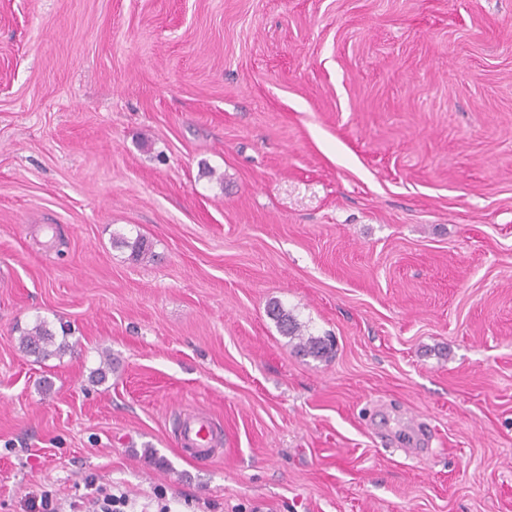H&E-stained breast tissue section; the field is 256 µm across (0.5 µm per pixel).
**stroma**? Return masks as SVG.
I'll return each instance as SVG.
<instances>
[{"label": "stroma", "instance_id": "1", "mask_svg": "<svg viewBox=\"0 0 512 512\" xmlns=\"http://www.w3.org/2000/svg\"><path fill=\"white\" fill-rule=\"evenodd\" d=\"M96 484L512 512V0H0V512ZM267 315L275 322L281 335L289 338V342L297 340L294 348L299 353L313 358L328 357L331 351L329 339L312 335L306 337L302 324L281 303L278 301L270 302L267 307ZM62 339L56 342V334L48 327L45 321L36 322L19 336V347L28 356L34 357L36 362L44 361L53 356H61L69 349L66 341V329L61 326ZM211 428L212 424L202 416L189 419L187 423H184L182 430L179 431V446L180 449L188 453V459L198 460L207 455V452L196 453L188 451L186 448H207L206 443L211 434Z\"/></svg>", "mask_w": 512, "mask_h": 512}]
</instances>
